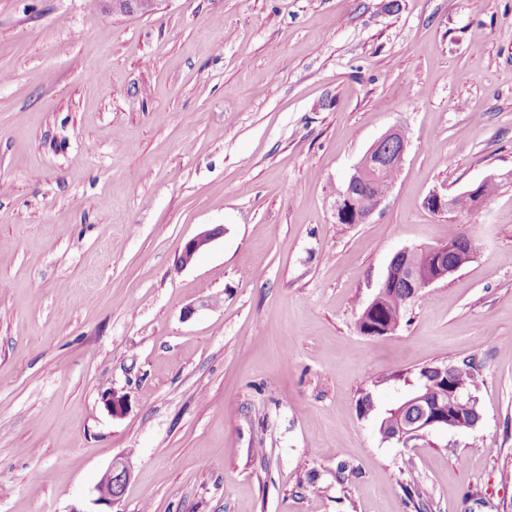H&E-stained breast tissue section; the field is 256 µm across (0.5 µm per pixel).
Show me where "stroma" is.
Masks as SVG:
<instances>
[{"label": "stroma", "instance_id": "1", "mask_svg": "<svg viewBox=\"0 0 512 512\" xmlns=\"http://www.w3.org/2000/svg\"><path fill=\"white\" fill-rule=\"evenodd\" d=\"M394 127L389 195L336 223ZM452 224L472 261L360 334ZM468 357L474 428L381 439L406 376ZM120 455L119 512H512V0H0V512H98ZM394 147V152H388L390 147ZM408 147V140L405 133L400 128H392L376 140L366 151L359 163L354 166L345 186L336 190V199L333 204V215L336 223H339V212L343 202H349L352 196V190L355 188L353 206L358 209L363 207H373L377 202L385 197L392 188L397 172L393 168H386L377 176L364 181L368 174L381 166V162L386 161L390 166L402 169L404 155ZM385 149L387 152H385ZM501 179V174H489L480 183L470 186L463 192L450 198L447 194L435 191L426 198L425 206L434 213H442L445 211H474L484 204V199L487 200L495 195L498 190L499 182L494 181ZM480 187H482L481 193L479 192ZM222 230L223 229L220 227L206 230L189 240L182 250L181 262L183 264H188L193 259L195 254L200 249L208 246L211 241L215 240L222 233ZM132 476L130 465L125 457H117L102 474L96 485V501L112 509L122 499L120 488L129 483Z\"/></svg>", "mask_w": 512, "mask_h": 512}]
</instances>
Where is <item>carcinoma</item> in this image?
Wrapping results in <instances>:
<instances>
[{
  "instance_id": "cac0c4a2",
  "label": "carcinoma",
  "mask_w": 512,
  "mask_h": 512,
  "mask_svg": "<svg viewBox=\"0 0 512 512\" xmlns=\"http://www.w3.org/2000/svg\"><path fill=\"white\" fill-rule=\"evenodd\" d=\"M397 172L393 168H386L377 176L361 181L355 188V198L353 206L357 208L373 207L392 188ZM401 265L405 270H417L429 265L428 258L418 249H412L404 256ZM412 288L406 277L398 278L396 286L388 292L385 301L377 305V310L362 312L358 320V329L364 330L370 322H377L382 326H389L396 330L400 326L405 312L411 303L410 295ZM416 379V387L420 389L421 394L425 396V402L414 405L409 408L404 407V403H399L395 408L389 410L383 415L388 420L391 428L404 425L422 414V407L435 403L439 389L443 388V383L448 382L459 386L475 394L483 384L482 363L469 359L459 365L442 364L435 366H424L419 369ZM461 417L454 422V429L464 430L471 428V420L478 412V402H469L463 400L457 405Z\"/></svg>"
}]
</instances>
